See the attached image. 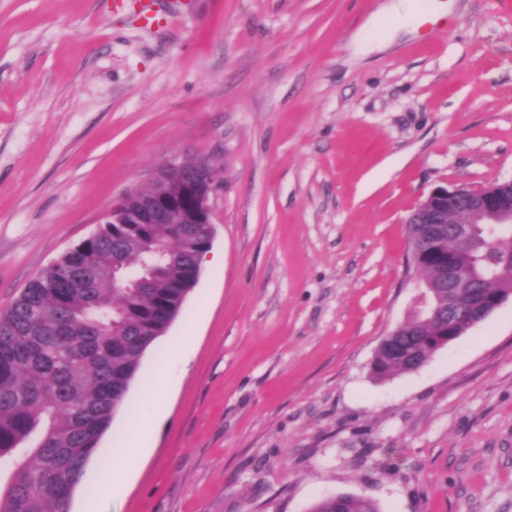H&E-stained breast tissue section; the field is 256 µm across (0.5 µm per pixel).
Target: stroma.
Segmentation results:
<instances>
[{"label":"stroma","instance_id":"1","mask_svg":"<svg viewBox=\"0 0 512 512\" xmlns=\"http://www.w3.org/2000/svg\"><path fill=\"white\" fill-rule=\"evenodd\" d=\"M149 2L146 20L138 0H0V309L164 160L222 175L210 259L70 512L153 415L102 512H309L337 494L512 512V299L420 369L371 375L421 292L408 216L435 187L512 180V0H437L428 19L419 0ZM141 422L128 435L125 443L116 448L112 458V470L104 467L97 474V484L104 486L106 495L120 493L127 480L135 473L140 460L150 449L155 420Z\"/></svg>","mask_w":512,"mask_h":512}]
</instances>
